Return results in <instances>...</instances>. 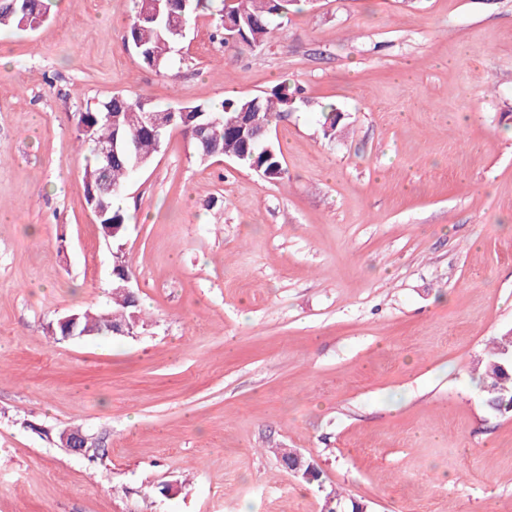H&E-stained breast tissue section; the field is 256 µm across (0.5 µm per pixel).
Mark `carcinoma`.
Returning <instances> with one entry per match:
<instances>
[{
    "instance_id": "1",
    "label": "carcinoma",
    "mask_w": 512,
    "mask_h": 512,
    "mask_svg": "<svg viewBox=\"0 0 512 512\" xmlns=\"http://www.w3.org/2000/svg\"><path fill=\"white\" fill-rule=\"evenodd\" d=\"M53 0H0V30L19 31L22 22L28 25H39L50 16ZM170 2L155 0L158 20L153 24L140 21L133 15L129 23L125 41L129 45L141 43L135 50L139 61L153 68L170 60L171 52L177 45L178 38L166 27ZM302 11L301 0H192L184 14V23L204 13L216 17V28L219 36H224V16L234 17L241 23L239 29L242 47L253 49L263 47L273 30V21L288 11ZM250 102L248 97H228L218 104L199 103L192 106L199 113L197 122L209 126V132L217 136L214 148L221 152V157H230L247 164L266 178L275 181L285 179V170L279 166L280 151L271 136L244 145L238 136V130L244 118V109ZM305 102L303 89L297 85L280 84L270 92L260 96L261 118L268 127L292 111L297 104ZM152 104L144 103L127 95L114 94L101 99L85 108V115L76 119V139L87 146L90 157L84 169L85 187H98L104 183L114 192L98 196L96 205L101 209V224H110L117 232L111 237L113 251H118L128 224L126 212L116 205L115 197L125 187L129 176L151 163L157 153L158 145L142 124V113L150 109ZM116 119L111 121L108 114ZM324 121L321 124L322 135L328 139L336 137L338 128L343 121V114L334 105L323 107ZM112 140L128 143L131 149H118V156L112 159V165L102 168L97 163L93 150V140ZM137 321L144 323L140 306L128 302L124 295L112 296L111 325ZM80 327L90 336L100 335V315L87 310L80 312ZM512 341L506 335L493 340V346L487 351L484 359L477 361L481 371L486 393L487 406L495 411H512ZM298 478L308 484L322 486V472L312 459H307L306 466L300 471ZM325 503L331 509L346 512L351 509L358 512L361 504L353 500H345L339 493L326 495Z\"/></svg>"
}]
</instances>
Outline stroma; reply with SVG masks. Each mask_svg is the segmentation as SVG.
<instances>
[{"label": "stroma", "mask_w": 512, "mask_h": 512, "mask_svg": "<svg viewBox=\"0 0 512 512\" xmlns=\"http://www.w3.org/2000/svg\"><path fill=\"white\" fill-rule=\"evenodd\" d=\"M132 13L55 0L0 32V512H322L336 491L512 512V411L475 370L512 330V0H314L254 50L202 15L164 76L125 44ZM283 82L307 97L272 132L285 182L171 132L121 197L143 326L56 340L112 306L76 113ZM73 428L89 454L61 445ZM276 457L279 458V460L283 463L287 462L286 467L294 476L298 475V470L302 466V460L305 458V455L300 453L299 451L292 450L290 448H278L276 452H274ZM295 453V456H294ZM293 458H295V463L288 466L290 462H292ZM307 464L306 466L300 471L298 478L303 480L304 482L308 484H317V486H321L322 484V472L319 469V467L316 465V463L310 459L307 458Z\"/></svg>", "instance_id": "obj_1"}]
</instances>
